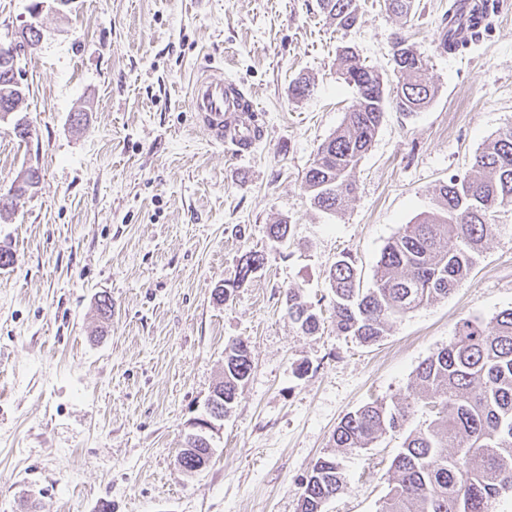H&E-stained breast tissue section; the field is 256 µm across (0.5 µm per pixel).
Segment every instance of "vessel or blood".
<instances>
[{
	"instance_id": "vessel-or-blood-1",
	"label": "vessel or blood",
	"mask_w": 512,
	"mask_h": 512,
	"mask_svg": "<svg viewBox=\"0 0 512 512\" xmlns=\"http://www.w3.org/2000/svg\"><path fill=\"white\" fill-rule=\"evenodd\" d=\"M189 101L210 141L232 155L243 154L259 139L260 132L251 120L255 110L252 95L215 70L194 76Z\"/></svg>"
}]
</instances>
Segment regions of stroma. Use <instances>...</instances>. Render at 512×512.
I'll return each mask as SVG.
<instances>
[{"instance_id": "35a3bbf8", "label": "stroma", "mask_w": 512, "mask_h": 512, "mask_svg": "<svg viewBox=\"0 0 512 512\" xmlns=\"http://www.w3.org/2000/svg\"><path fill=\"white\" fill-rule=\"evenodd\" d=\"M492 2L477 43L450 54L439 46L449 0H419L406 21L384 0H357L347 32L317 0H0V42L30 22L42 31L19 62L23 107L0 121V193L27 168L41 173L0 212L13 255L0 268V512H297L346 414L397 400L460 318L512 307L508 211L462 286L378 342L338 334L331 318L336 260L352 254L371 285L401 225L433 211L439 185L512 125V0ZM398 33L428 57L437 94L423 111L387 113L345 210L324 213L302 177L353 103L339 52L388 74ZM209 64L258 100L264 135L249 155L198 125L188 84ZM299 76L302 98L289 89ZM20 121L31 138L16 137ZM280 221L284 243L268 233ZM248 251L265 263L242 282ZM222 284L232 291L220 303ZM290 288L320 311L318 332L289 319ZM236 339L251 373L209 465L184 475L177 455ZM403 439L341 454L345 486L324 512H378Z\"/></svg>"}]
</instances>
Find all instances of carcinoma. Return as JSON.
<instances>
[{
    "label": "carcinoma",
    "instance_id": "cac0c4a2",
    "mask_svg": "<svg viewBox=\"0 0 512 512\" xmlns=\"http://www.w3.org/2000/svg\"><path fill=\"white\" fill-rule=\"evenodd\" d=\"M320 8L348 31L358 20L356 0H319ZM468 19L448 9V30L440 40L450 51ZM394 83L351 48L340 54V78L354 101L336 133L318 148L304 176V189L318 210L336 214L356 186V171L388 110L412 114L427 108L436 87L421 53L402 37L390 49ZM512 210V127L475 157L471 169L453 175L438 189L436 208L402 225L377 262L373 284L363 287L349 254L330 270L337 332L373 344L386 325L420 307L446 299L467 279L485 244L500 237L495 214ZM248 251L239 259L238 281L263 265ZM288 315L305 333L320 320L300 290L286 292ZM251 370L249 346L241 340L224 348V411L235 402ZM429 418L406 429L414 408ZM405 432L394 457L389 492L379 512H489L491 499L512 492V308L485 323L464 318L456 338L420 363L406 393L389 404L374 400L345 415L332 435V447L366 449L387 432ZM338 456L315 462L304 485L298 512H323L343 488Z\"/></svg>",
    "mask_w": 512,
    "mask_h": 512
}]
</instances>
